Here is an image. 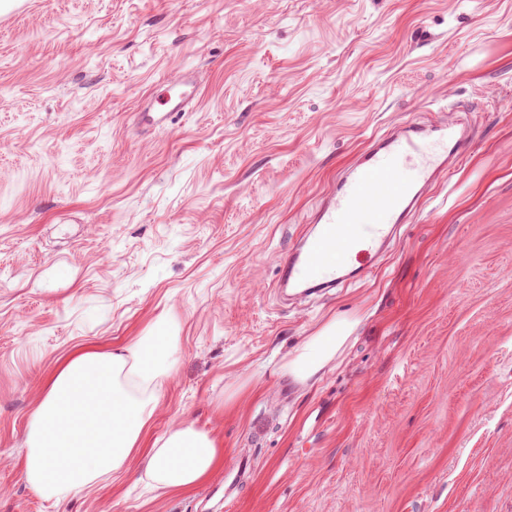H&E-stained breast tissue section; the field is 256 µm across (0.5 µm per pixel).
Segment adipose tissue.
Here are the masks:
<instances>
[{"label": "adipose tissue", "instance_id": "obj_1", "mask_svg": "<svg viewBox=\"0 0 512 512\" xmlns=\"http://www.w3.org/2000/svg\"><path fill=\"white\" fill-rule=\"evenodd\" d=\"M357 323L331 317L305 337L281 373L305 385L334 364ZM177 338L157 327L111 351L85 348L50 378L34 410L22 470L49 499L140 467L151 487L189 494L224 463L222 443L192 423L149 435L160 392L176 366Z\"/></svg>", "mask_w": 512, "mask_h": 512}]
</instances>
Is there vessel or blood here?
I'll return each instance as SVG.
<instances>
[{
  "label": "vessel or blood",
  "mask_w": 512,
  "mask_h": 512,
  "mask_svg": "<svg viewBox=\"0 0 512 512\" xmlns=\"http://www.w3.org/2000/svg\"><path fill=\"white\" fill-rule=\"evenodd\" d=\"M196 84L182 78L143 102L138 116L142 125L160 127L180 112L192 111ZM469 140L463 122L428 125L409 121L396 130L376 136L353 166L342 172L315 213V229L302 237L284 260L280 277L291 287L307 291L338 287L363 274L343 257L350 224H368L366 246L377 257L393 242L400 225L416 215L428 191L463 157Z\"/></svg>",
  "instance_id": "b4317fda"
}]
</instances>
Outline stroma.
<instances>
[{
    "label": "stroma",
    "mask_w": 512,
    "mask_h": 512,
    "mask_svg": "<svg viewBox=\"0 0 512 512\" xmlns=\"http://www.w3.org/2000/svg\"><path fill=\"white\" fill-rule=\"evenodd\" d=\"M27 2L0 0V512H512V0ZM187 72L195 110L143 127ZM431 99L468 120L462 163L361 280L285 298L329 183ZM335 314L359 321L336 364L282 378ZM164 318L152 433L195 422L223 468L42 497L47 376Z\"/></svg>",
    "instance_id": "1"
}]
</instances>
